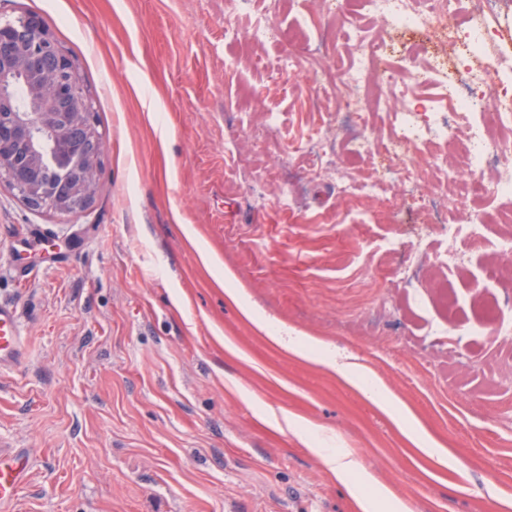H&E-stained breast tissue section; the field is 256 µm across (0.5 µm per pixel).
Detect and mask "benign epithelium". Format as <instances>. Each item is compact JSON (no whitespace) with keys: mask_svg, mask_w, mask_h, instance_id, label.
Masks as SVG:
<instances>
[{"mask_svg":"<svg viewBox=\"0 0 512 512\" xmlns=\"http://www.w3.org/2000/svg\"><path fill=\"white\" fill-rule=\"evenodd\" d=\"M106 149L74 60L34 14L0 22V181L34 210L94 203Z\"/></svg>","mask_w":512,"mask_h":512,"instance_id":"benign-epithelium-1","label":"benign epithelium"}]
</instances>
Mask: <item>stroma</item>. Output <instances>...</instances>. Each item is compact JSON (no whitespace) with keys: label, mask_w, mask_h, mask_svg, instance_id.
<instances>
[{"label":"stroma","mask_w":512,"mask_h":512,"mask_svg":"<svg viewBox=\"0 0 512 512\" xmlns=\"http://www.w3.org/2000/svg\"><path fill=\"white\" fill-rule=\"evenodd\" d=\"M29 12L75 61L108 148L86 212L35 211L0 185V301L27 338L22 367L0 370V449L30 461L11 512H360L320 447L350 450L411 512H512L498 225L448 267V228L415 198L389 213L340 197L288 149L322 124L348 160L342 104L302 42L224 35L268 17L336 68L351 53L331 38L340 14L324 0H0V18ZM270 125L281 137L256 139ZM487 293L510 334L468 321ZM339 353L390 402L333 369Z\"/></svg>","instance_id":"35a3bbf8"}]
</instances>
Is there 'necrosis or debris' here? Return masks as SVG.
<instances>
[{"label": "necrosis or debris", "instance_id": "1", "mask_svg": "<svg viewBox=\"0 0 512 512\" xmlns=\"http://www.w3.org/2000/svg\"><path fill=\"white\" fill-rule=\"evenodd\" d=\"M501 0H351L353 20L342 21L336 35L354 47L351 61L338 72L319 70L315 48H306L317 81L355 99L347 113L348 141L354 153L382 162L381 175L357 179L331 156L326 128H319L296 151L310 161L311 174L334 180L346 197L389 200L391 170L402 186L421 188L408 154L434 142H454L456 160L435 157L439 188L421 201L434 224H464V238L449 236L444 262L461 263L482 243L484 215L467 202L475 190L473 175L492 171L490 192L512 196V63L484 52L498 34L489 25ZM411 34L403 56L412 67H399L391 34ZM387 113L392 127L372 135V111Z\"/></svg>", "mask_w": 512, "mask_h": 512}]
</instances>
